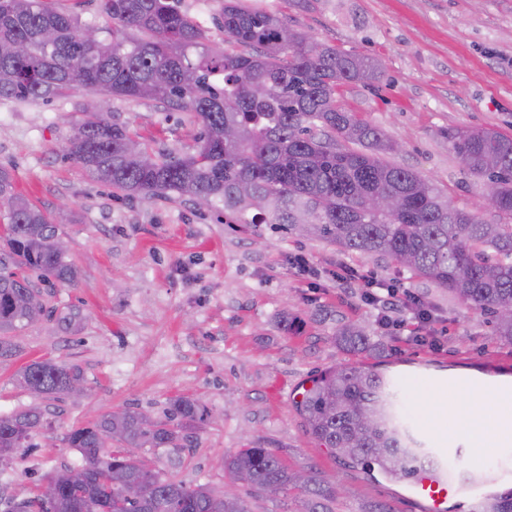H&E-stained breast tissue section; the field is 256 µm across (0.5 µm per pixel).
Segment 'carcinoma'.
Listing matches in <instances>:
<instances>
[{
  "label": "carcinoma",
  "instance_id": "obj_1",
  "mask_svg": "<svg viewBox=\"0 0 512 512\" xmlns=\"http://www.w3.org/2000/svg\"><path fill=\"white\" fill-rule=\"evenodd\" d=\"M113 25L136 37L86 40L79 18L46 0H0V100L50 101L76 91L151 99L194 112L201 124L195 153L180 155L138 139L126 125L95 112L82 123L68 156L96 181L128 198H207L224 204L236 224H282L349 253L394 261L399 269L480 309L512 341V135L491 128L444 133L468 173L493 187L503 224L453 206L433 183L388 160L393 142L354 113L336 107V86L373 85L381 60L344 52L290 28L280 16L224 0L220 15L227 49L212 46L177 0H100ZM376 195L393 198L387 212L368 208ZM0 360L21 350L19 336L44 315L30 293L35 282L72 286L79 272L54 248V222L15 191L0 167ZM336 344L348 352L373 346L365 330L345 325ZM84 383L77 364L35 360L17 374L36 396H66ZM306 431L354 466L378 467L399 481L433 466L404 422L396 383L360 365L333 366L311 379L296 402ZM207 410L198 399L169 400L154 418L127 408L66 430L81 454L49 479L51 500L37 495L8 512H250L246 501L208 484H187L153 469L142 453L187 448L190 430ZM43 425L37 406L0 414V463L35 448ZM231 478L248 486L295 483L281 458L260 444L225 461ZM305 512H335V487L315 477L304 484ZM471 512H512V488L478 500Z\"/></svg>",
  "mask_w": 512,
  "mask_h": 512
}]
</instances>
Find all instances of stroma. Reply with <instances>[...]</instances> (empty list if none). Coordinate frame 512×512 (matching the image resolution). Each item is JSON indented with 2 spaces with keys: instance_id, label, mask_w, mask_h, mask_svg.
<instances>
[{
  "instance_id": "stroma-1",
  "label": "stroma",
  "mask_w": 512,
  "mask_h": 512,
  "mask_svg": "<svg viewBox=\"0 0 512 512\" xmlns=\"http://www.w3.org/2000/svg\"><path fill=\"white\" fill-rule=\"evenodd\" d=\"M278 14L304 34L337 49L381 58L385 75L366 86H337L336 104L379 128L402 150L395 164L418 172L457 206L481 207L483 186L442 137L449 127H486L512 135V0H240ZM223 46L224 0H179ZM123 123L146 143L195 152L201 125L194 112L147 99L105 98L80 91L42 102L0 101V166L18 193L50 217L80 270L73 287H42L49 316L23 333L17 357L0 362V414L35 402L17 372L54 358L79 365L88 386L79 397L41 399L46 425L35 448L0 468V512L31 498L54 471L80 463L61 441L74 424L127 407L161 416L170 399L194 396L217 419L198 424L191 447L152 456L156 469L188 483L235 490L224 460L251 442L275 450L297 471L340 485L336 512H423L409 484L379 469L343 464L306 432L294 403L321 370L361 363L392 377L405 412L423 438L427 405L445 400L466 413L484 406L488 390L459 377L505 373L512 381V343L490 315L447 291L408 278L390 259L342 253L279 224H234L223 210L184 199H136L93 180L67 146L93 110ZM305 261L309 271L296 276ZM347 267L361 283L398 284L432 314L415 326L408 311L367 305L359 287L346 290L330 272ZM78 308L79 331L58 319ZM361 326L378 349L353 354L334 335ZM450 472L490 471L497 490L512 487V458L501 449L465 443L449 454Z\"/></svg>"
}]
</instances>
